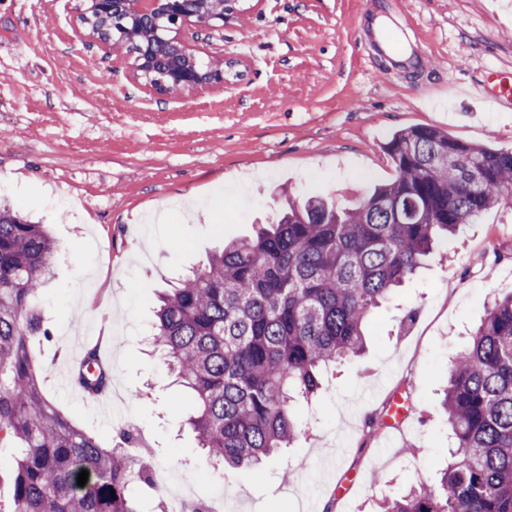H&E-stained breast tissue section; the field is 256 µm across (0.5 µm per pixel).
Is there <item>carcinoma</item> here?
Here are the masks:
<instances>
[{
    "label": "carcinoma",
    "instance_id": "cac0c4a2",
    "mask_svg": "<svg viewBox=\"0 0 512 512\" xmlns=\"http://www.w3.org/2000/svg\"><path fill=\"white\" fill-rule=\"evenodd\" d=\"M393 180L352 210L285 198L272 224L212 253L160 295L151 344L190 392L186 424L214 464H261L299 438L300 401L323 370L358 355L375 310L485 211L512 209V151L459 142L430 127L384 145ZM59 247L42 224L0 210V444L20 448L0 512H140L155 485L140 433L102 447L43 393L30 341L51 339L37 299ZM94 348L73 372L106 388ZM453 435L438 486L420 479L385 512H512V293L494 300L448 369ZM89 472L81 487L78 474Z\"/></svg>",
    "mask_w": 512,
    "mask_h": 512
}]
</instances>
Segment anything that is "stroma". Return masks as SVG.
Returning <instances> with one entry per match:
<instances>
[{"instance_id":"stroma-1","label":"stroma","mask_w":512,"mask_h":512,"mask_svg":"<svg viewBox=\"0 0 512 512\" xmlns=\"http://www.w3.org/2000/svg\"><path fill=\"white\" fill-rule=\"evenodd\" d=\"M78 0H0V206L46 225L61 251L38 304L43 391L112 444L141 430L160 475L224 512H380L447 459L448 364L495 296L512 291V211L465 225L378 311L363 355L336 365L297 412L309 432L262 469L212 471L182 422L190 395L147 343L157 296L222 244L251 236L285 197L358 207L394 176L383 146L436 127L512 150V102L463 97L512 73V0H243L223 29L194 33L201 60L238 72L188 99L149 94L125 48L78 34ZM386 20L423 50L397 70L361 38ZM440 90L424 96L426 86ZM197 218H186L187 209ZM112 344V407L79 398L72 363ZM410 406L383 425L393 395Z\"/></svg>"}]
</instances>
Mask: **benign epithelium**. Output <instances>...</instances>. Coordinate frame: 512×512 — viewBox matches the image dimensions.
Masks as SVG:
<instances>
[{"label":"benign epithelium","instance_id":"1","mask_svg":"<svg viewBox=\"0 0 512 512\" xmlns=\"http://www.w3.org/2000/svg\"><path fill=\"white\" fill-rule=\"evenodd\" d=\"M239 0H80L78 20L87 36L110 47L112 23L125 24L135 51L130 71L145 89L161 96L190 98L222 86L235 63L213 57L201 65L187 33L222 28Z\"/></svg>","mask_w":512,"mask_h":512}]
</instances>
